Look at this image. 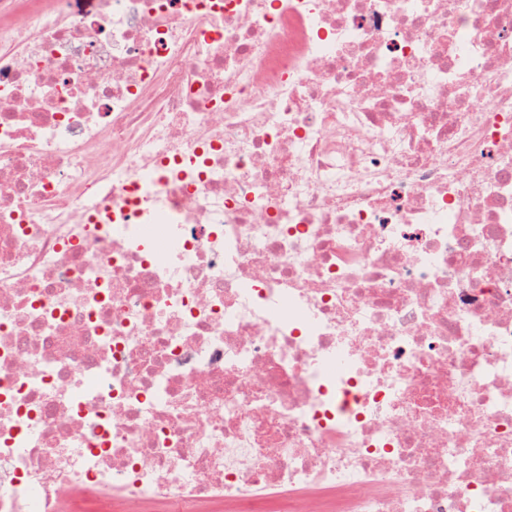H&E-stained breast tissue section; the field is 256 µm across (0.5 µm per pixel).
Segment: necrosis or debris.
Instances as JSON below:
<instances>
[{
  "label": "necrosis or debris",
  "mask_w": 512,
  "mask_h": 512,
  "mask_svg": "<svg viewBox=\"0 0 512 512\" xmlns=\"http://www.w3.org/2000/svg\"><path fill=\"white\" fill-rule=\"evenodd\" d=\"M512 512V0H0V512Z\"/></svg>",
  "instance_id": "necrosis-or-debris-1"
}]
</instances>
